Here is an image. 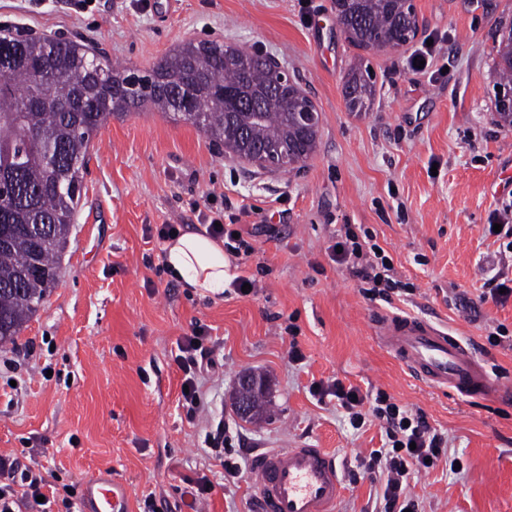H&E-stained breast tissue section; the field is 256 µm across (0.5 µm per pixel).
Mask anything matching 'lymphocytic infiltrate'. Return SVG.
<instances>
[{"mask_svg":"<svg viewBox=\"0 0 512 512\" xmlns=\"http://www.w3.org/2000/svg\"><path fill=\"white\" fill-rule=\"evenodd\" d=\"M329 250L333 262L347 267L360 280L363 296L384 297L394 289L392 263L387 262L376 247H365L352 225H344ZM207 334V327L197 323L193 325L191 335L178 342L176 363L184 374V385L189 388L182 396V405L191 421L195 420L200 405L198 377L214 363L210 349L203 345ZM310 391L319 397L336 398L347 411L353 429L363 427L370 415L382 421L386 442L382 448L371 450L362 461L365 473L385 478L382 512H418L417 500L406 494L414 474L428 467L455 466V459L448 455L447 439L430 426L421 412L391 402L389 396L381 393L376 396L370 413H363L364 398L358 388L344 385L339 380L313 384ZM46 486L43 477L29 472L18 473L14 459L0 455V512H14L16 498H36Z\"/></svg>","mask_w":512,"mask_h":512,"instance_id":"f902f5d3","label":"lymphocytic infiltrate"}]
</instances>
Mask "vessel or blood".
<instances>
[{
  "label": "vessel or blood",
  "mask_w": 512,
  "mask_h": 512,
  "mask_svg": "<svg viewBox=\"0 0 512 512\" xmlns=\"http://www.w3.org/2000/svg\"><path fill=\"white\" fill-rule=\"evenodd\" d=\"M379 342L417 381L464 397L506 401L512 382L493 377L471 346L441 326L413 315L384 313L375 321ZM255 512H336L343 475L322 448H283L253 458ZM129 492L111 471L83 491L85 512H127Z\"/></svg>",
  "instance_id": "vessel-or-blood-1"
}]
</instances>
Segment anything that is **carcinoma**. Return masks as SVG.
Listing matches in <instances>:
<instances>
[{"label":"carcinoma","instance_id":"obj_1","mask_svg":"<svg viewBox=\"0 0 512 512\" xmlns=\"http://www.w3.org/2000/svg\"><path fill=\"white\" fill-rule=\"evenodd\" d=\"M346 39L366 49L406 28L402 0H333ZM276 64L256 52L225 55L216 41L188 42L138 75L80 43L53 37L0 36V179L15 185L0 198V344L23 330L57 282L82 195L91 135L114 115L144 106L195 126L224 151L259 160L291 150L289 165L316 149L318 126L293 112L306 99L296 82L271 93ZM495 107L512 127V23L499 29ZM369 66L350 70L343 97L366 112L375 96Z\"/></svg>","mask_w":512,"mask_h":512}]
</instances>
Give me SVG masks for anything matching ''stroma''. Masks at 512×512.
Returning a JSON list of instances; mask_svg holds the SVG:
<instances>
[{
    "label": "stroma",
    "instance_id": "1",
    "mask_svg": "<svg viewBox=\"0 0 512 512\" xmlns=\"http://www.w3.org/2000/svg\"><path fill=\"white\" fill-rule=\"evenodd\" d=\"M0 0V33L83 36L131 70H151L187 42L217 41L275 58L319 113L317 148L302 167L267 168L226 155L189 122L144 108L110 118L91 138L82 197L61 254L58 282L0 360V455L53 487L46 505L15 512H81L85 481L111 469L128 512H252L254 477L224 482L206 438L224 423L232 457L274 449H326L344 471L338 512H374L377 486L361 460L384 442L378 422L352 429L312 384L340 380L422 412L448 437L460 470L415 475L423 512H512V403L470 400L415 380L375 339L384 312L442 321L512 381V298L486 287L512 278V250L488 227L512 216V128L495 108L496 28L512 0H414L429 66L411 46L374 54L351 45L332 0ZM371 66L370 111H347L342 85ZM253 215L241 216L242 206ZM237 218L253 247L236 258L254 294L203 297L164 270L161 224L198 231L203 213ZM345 224L367 228L409 291L370 301L331 261ZM208 326L216 365L200 413L181 406L177 342ZM501 326L500 345L487 341ZM297 344L301 362L288 360ZM264 379L268 414L240 418L232 395L244 375Z\"/></svg>",
    "mask_w": 512,
    "mask_h": 512
}]
</instances>
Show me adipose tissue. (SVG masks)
I'll return each instance as SVG.
<instances>
[{
	"instance_id": "ef3b65f1",
	"label": "adipose tissue",
	"mask_w": 512,
	"mask_h": 512,
	"mask_svg": "<svg viewBox=\"0 0 512 512\" xmlns=\"http://www.w3.org/2000/svg\"><path fill=\"white\" fill-rule=\"evenodd\" d=\"M165 266L173 279L204 296L223 295L235 277L223 241L198 232H185L168 242Z\"/></svg>"
}]
</instances>
